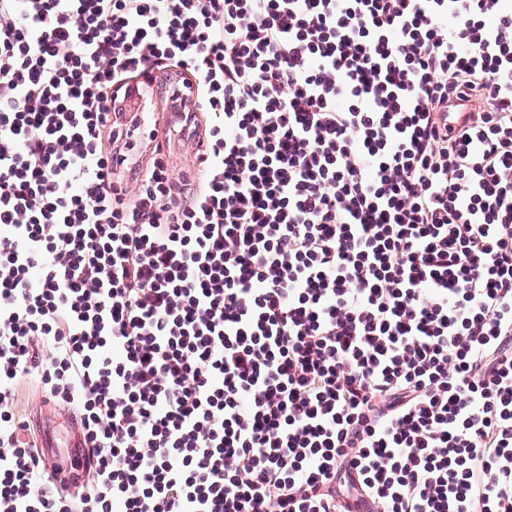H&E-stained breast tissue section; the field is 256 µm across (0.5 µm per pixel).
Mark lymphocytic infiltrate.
Listing matches in <instances>:
<instances>
[{
  "instance_id": "lymphocytic-infiltrate-1",
  "label": "lymphocytic infiltrate",
  "mask_w": 512,
  "mask_h": 512,
  "mask_svg": "<svg viewBox=\"0 0 512 512\" xmlns=\"http://www.w3.org/2000/svg\"><path fill=\"white\" fill-rule=\"evenodd\" d=\"M0 512H512V0H0ZM193 154L188 151L183 134L173 133L170 142V161L174 176H179L192 165ZM43 396L41 390L38 389L34 383L29 384L24 387L23 392L19 395L16 409L27 417L31 429H33L31 419L34 417L36 426L32 434L37 438L39 444L40 439H43V432L39 421H45V419L43 420V414L45 413L51 419V422L47 423H49L56 432L55 443L59 446V450H65L69 434L67 419L70 417L73 418L72 412L67 406L60 404H54L52 407L44 408L42 406Z\"/></svg>"
}]
</instances>
